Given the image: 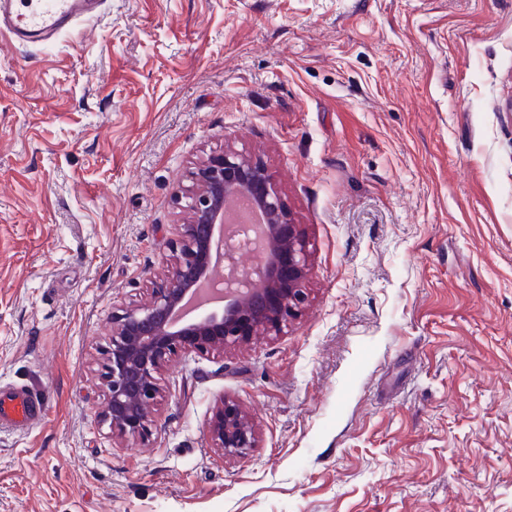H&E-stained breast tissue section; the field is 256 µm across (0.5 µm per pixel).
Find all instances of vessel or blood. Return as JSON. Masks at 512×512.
I'll use <instances>...</instances> for the list:
<instances>
[{"instance_id": "vessel-or-blood-1", "label": "vessel or blood", "mask_w": 512, "mask_h": 512, "mask_svg": "<svg viewBox=\"0 0 512 512\" xmlns=\"http://www.w3.org/2000/svg\"><path fill=\"white\" fill-rule=\"evenodd\" d=\"M102 0H0V31L15 45L49 43L78 22L94 18ZM46 414L44 396L31 388L0 386V427L28 432Z\"/></svg>"}]
</instances>
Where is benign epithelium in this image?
<instances>
[{"instance_id":"obj_1","label":"benign epithelium","mask_w":512,"mask_h":512,"mask_svg":"<svg viewBox=\"0 0 512 512\" xmlns=\"http://www.w3.org/2000/svg\"><path fill=\"white\" fill-rule=\"evenodd\" d=\"M187 217L170 241L172 261L156 276L151 295L116 318L103 351L107 398L101 421L120 438L145 436L161 394L159 374L179 353L204 354L241 348L276 334L307 305L311 273L307 238L264 162L226 146L189 172ZM243 195L262 213L264 238L254 224L224 223V202ZM263 252L256 265H239L241 254ZM231 271L219 305L189 318V302L214 282L213 259ZM210 433L225 456L255 447V428L240 406L224 400Z\"/></svg>"}]
</instances>
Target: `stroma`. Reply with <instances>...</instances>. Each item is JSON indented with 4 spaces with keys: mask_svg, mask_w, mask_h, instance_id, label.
I'll use <instances>...</instances> for the list:
<instances>
[{
    "mask_svg": "<svg viewBox=\"0 0 512 512\" xmlns=\"http://www.w3.org/2000/svg\"><path fill=\"white\" fill-rule=\"evenodd\" d=\"M512 0H104L0 34V512H512ZM309 242L279 335L181 354L146 439L99 420L112 319L143 302L224 145ZM254 448L226 457L223 400ZM46 414L44 396L31 388L0 386V427L28 432L40 425ZM210 433L214 445L224 456L240 457L255 446L254 424L233 400H224L217 410Z\"/></svg>",
    "mask_w": 512,
    "mask_h": 512,
    "instance_id": "obj_1",
    "label": "stroma"
}]
</instances>
